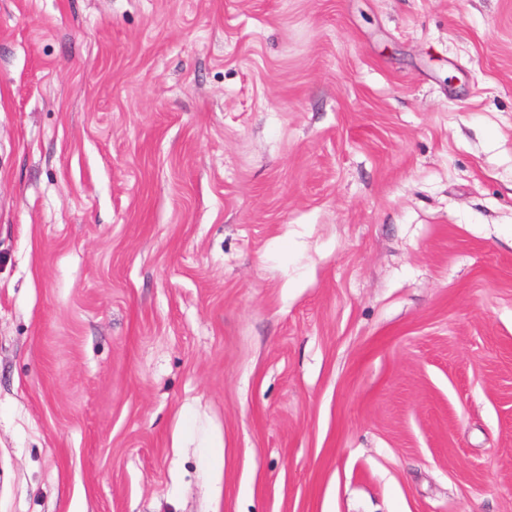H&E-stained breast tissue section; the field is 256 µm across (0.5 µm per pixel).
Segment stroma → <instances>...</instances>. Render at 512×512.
<instances>
[{
  "instance_id": "obj_1",
  "label": "stroma",
  "mask_w": 512,
  "mask_h": 512,
  "mask_svg": "<svg viewBox=\"0 0 512 512\" xmlns=\"http://www.w3.org/2000/svg\"><path fill=\"white\" fill-rule=\"evenodd\" d=\"M71 507L512 512V0H0V512ZM180 437L183 440L197 441L201 448L200 463L208 472H218L224 465V440L215 432L200 427L196 415L190 408H183L180 414Z\"/></svg>"
}]
</instances>
